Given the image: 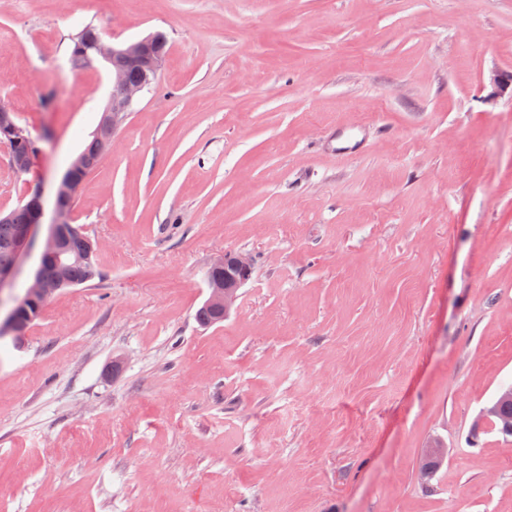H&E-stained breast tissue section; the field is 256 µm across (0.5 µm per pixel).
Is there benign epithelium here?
<instances>
[{"label":"benign epithelium","mask_w":512,"mask_h":512,"mask_svg":"<svg viewBox=\"0 0 512 512\" xmlns=\"http://www.w3.org/2000/svg\"><path fill=\"white\" fill-rule=\"evenodd\" d=\"M89 61L103 64L112 76V91L108 105L102 113L96 139L99 154L90 160L79 154L60 178L55 194L53 218L50 222L40 262L30 277L25 289V300L32 305L41 306L51 301L57 294L72 284L71 265L99 250V242L89 236L81 237L82 247L77 250L72 240L78 235L73 226L72 203L78 198L83 180L81 173L99 165L107 155L112 137L128 118L136 96L146 88L148 79L157 74L162 58L157 55L149 38H142L127 44L115 45L103 39L92 45L91 55L84 58H71L76 67ZM138 68L144 78L131 81L127 70ZM0 135L9 144L10 162L18 171H26L37 153L33 140L18 125L13 110L0 103ZM28 207L32 218L30 223L19 225L14 235L0 243V247L12 254L9 264L0 267V291L11 286L21 273L23 257L32 248L38 227L43 223L44 207L42 192L38 189L30 192ZM252 273L251 259L240 253L226 252L218 256L211 264L207 281L209 295L203 304L208 313V323L224 321V316L237 297L238 289L249 279ZM29 323L18 321L12 311L0 321V334L14 341L24 338ZM492 415L497 420L499 432L512 436V388L506 390L494 404Z\"/></svg>","instance_id":"7a95c632"}]
</instances>
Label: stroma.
<instances>
[{
    "label": "stroma",
    "instance_id": "35a3bbf8",
    "mask_svg": "<svg viewBox=\"0 0 512 512\" xmlns=\"http://www.w3.org/2000/svg\"><path fill=\"white\" fill-rule=\"evenodd\" d=\"M88 23L168 48L73 212L102 279L0 340V512H512V0H0V211L97 127ZM0 134L10 146V162L17 171H27L31 162L37 153V147L33 140L25 134L24 130L18 125L13 110L5 103H0ZM21 145L19 148L15 146ZM251 273L252 261L244 254L225 252L214 259L207 276L209 295L202 306L210 317L207 325L224 321L238 289ZM492 415L496 418L499 432L505 437L512 436V388L506 390L494 404Z\"/></svg>",
    "mask_w": 512,
    "mask_h": 512
}]
</instances>
